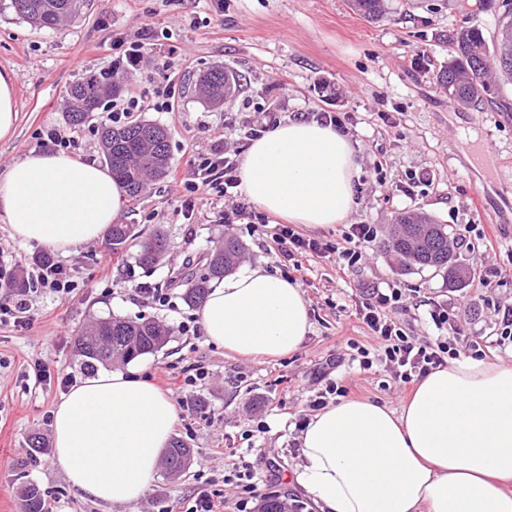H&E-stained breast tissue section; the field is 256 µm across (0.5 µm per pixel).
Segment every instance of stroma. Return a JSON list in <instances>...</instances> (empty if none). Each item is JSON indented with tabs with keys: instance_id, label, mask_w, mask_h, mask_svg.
<instances>
[{
	"instance_id": "stroma-1",
	"label": "stroma",
	"mask_w": 512,
	"mask_h": 512,
	"mask_svg": "<svg viewBox=\"0 0 512 512\" xmlns=\"http://www.w3.org/2000/svg\"><path fill=\"white\" fill-rule=\"evenodd\" d=\"M473 3L385 0L384 17L369 22L350 0H85L76 17L38 29L17 15L11 0H0V68L17 75L19 112L14 137L0 141V173L39 148L38 132L50 128L75 137L73 157L103 163L99 127L112 102L104 100L102 110L76 126L67 117V89L81 77L111 70L120 54L116 35H133L147 24L159 44L153 66L115 81L120 98L134 96L148 104L133 120L168 129L171 168H187L218 139L246 150L244 122L254 113L272 110L285 121L302 112H335L345 122L359 167L358 206L348 224L377 230L355 266L341 271L324 258L306 262L297 281L309 303L311 330L296 352L245 360L207 340L197 326V309L186 305L182 288L168 280L173 270L202 260L227 237L243 245L244 267L260 264L278 272L277 250L251 225L218 223L224 199L216 191L193 193L194 212L187 219L181 213L184 188L167 177L149 179L118 221L165 232L169 249L157 264L140 266L131 249L113 256L111 272H103L99 260L109 252L104 241L70 254L53 252V259L71 269L77 288L62 300L33 296L27 327L0 323V456L12 460L0 472V512H21L31 485L41 490L48 512H159L179 507L235 464L277 482L288 512H318L295 480L302 462L296 422L309 414L316 392L331 378L348 386L351 397L393 409L412 392L384 365L364 371L351 360L353 347L375 345L355 316V302L366 288L402 289L415 306L396 318L408 335L421 339L436 329L420 300L457 299L456 323L465 336L461 354L482 349L487 359L512 363L511 348L488 346L495 306L512 303V113L487 102L460 106L436 80L450 58L447 39L453 32L476 24L487 40L497 35V14L475 12ZM215 66L240 82L239 90L217 105L195 89L199 76ZM165 72L176 83L175 96L169 111L158 112L149 104ZM462 140L481 149L484 163L459 153ZM422 171L430 182L413 194L401 192L407 174ZM406 211L455 228L474 225L469 246L456 251L471 284L450 288L444 272L405 270L386 252L394 217ZM348 224L314 235L340 248ZM490 267L500 272L492 288L476 287ZM146 288L167 289L169 303L143 296ZM112 314L153 318L168 327L165 346L133 366L169 398H185L173 436L192 448L193 461L175 479L157 471L140 500L106 511L70 486L53 448L32 454L27 439L34 433L51 438L53 411L67 393L61 379L87 378L74 351L76 329ZM195 362L204 364L209 376L190 389L183 385L185 370ZM37 363L49 380L28 379ZM256 421L263 431L252 432Z\"/></svg>"
}]
</instances>
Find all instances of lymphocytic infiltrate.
Wrapping results in <instances>:
<instances>
[{
	"instance_id": "1",
	"label": "lymphocytic infiltrate",
	"mask_w": 512,
	"mask_h": 512,
	"mask_svg": "<svg viewBox=\"0 0 512 512\" xmlns=\"http://www.w3.org/2000/svg\"><path fill=\"white\" fill-rule=\"evenodd\" d=\"M238 166L236 153L219 140L210 154L190 164L179 183L192 192L217 189L226 200L224 210L219 213L221 223L238 224L245 220L254 231L271 237L282 258L280 269L286 279H294L302 270L304 261L314 256L326 258L337 254V264L342 268L362 261L368 243L375 238L374 226L350 225L343 250L334 251L328 243L308 237L292 225L271 223L267 215L243 202L238 191ZM401 302L402 294L395 288L377 287L365 292L355 315L375 338L376 346L371 350L358 349L357 354L360 369L368 370L374 364H384L397 383L406 385L457 358L461 332L453 323V306L431 299L427 302V312L438 334L425 342L416 341L404 333L393 315ZM224 482L241 489L242 495L238 500L229 501L220 489L203 490L188 500L184 512H246L249 503L273 494L271 485L256 478L249 470H231L225 474Z\"/></svg>"
}]
</instances>
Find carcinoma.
I'll return each instance as SVG.
<instances>
[{"label":"carcinoma","instance_id":"1","mask_svg":"<svg viewBox=\"0 0 512 512\" xmlns=\"http://www.w3.org/2000/svg\"><path fill=\"white\" fill-rule=\"evenodd\" d=\"M354 9L367 20L383 16L384 0H352ZM17 14L35 28L51 27L81 11L82 0H12ZM494 9L499 14L498 36L489 44L482 29L474 24L450 36L451 59L439 70L436 79L448 89V96L462 105L490 101L501 112H512V99L496 91L488 77L489 69L512 77V0H478L477 10ZM119 85L112 80L88 76L68 87L70 109L68 119L81 125L99 109L105 94H113ZM202 95L212 101L222 100L235 92L229 78H221L214 70L200 79ZM159 125L135 121L123 126H104L101 143L106 163L125 188L127 198L134 200L142 192L147 177H163L170 165L169 139L146 141L149 130ZM453 231L446 224H437L425 214H400L396 217L389 243L392 252L400 256L407 270L432 267L444 270L448 284L460 286L470 278V272L459 265L449 249L448 240ZM110 244L126 250L137 247V262L147 267L154 264L155 247L166 244L163 231L157 229L149 237H142L132 224H114L108 234ZM242 244L234 238L224 239V245L213 251L202 268L188 262L171 272L169 285L183 286L184 301L194 307L202 306L209 284L234 269L241 258ZM168 328L150 319L109 317L78 333L75 347L83 364L95 371L100 364H128L137 358L152 354L167 342ZM193 451L183 441L170 444L163 459L168 473L185 470L192 461ZM24 512H47L44 497L35 486L26 489Z\"/></svg>","mask_w":512,"mask_h":512}]
</instances>
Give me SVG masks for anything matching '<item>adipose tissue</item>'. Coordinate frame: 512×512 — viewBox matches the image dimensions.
<instances>
[{
	"label": "adipose tissue",
	"mask_w": 512,
	"mask_h": 512,
	"mask_svg": "<svg viewBox=\"0 0 512 512\" xmlns=\"http://www.w3.org/2000/svg\"><path fill=\"white\" fill-rule=\"evenodd\" d=\"M355 149L333 126L278 123L251 141L240 189L292 224H341L357 205ZM126 203L109 169L31 152L0 174L12 238L64 253L103 239ZM207 339L243 358L295 352L308 334L298 283L247 267L214 282L200 309ZM171 399L117 371L88 379L54 411L55 459L104 505L138 501L171 442ZM295 475L320 512H512V364L461 357L416 384L400 410L340 399L313 416Z\"/></svg>",
	"instance_id": "ef3b65f1"
}]
</instances>
